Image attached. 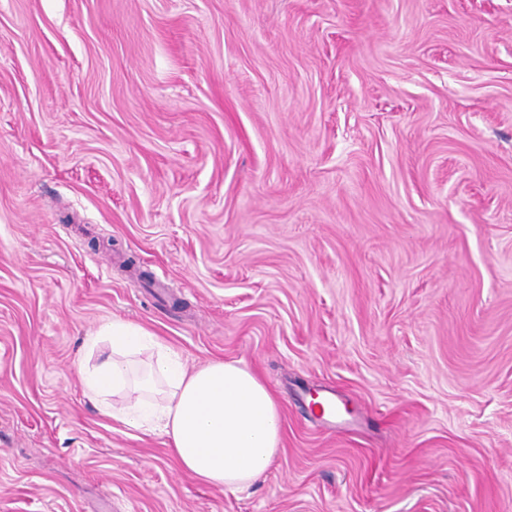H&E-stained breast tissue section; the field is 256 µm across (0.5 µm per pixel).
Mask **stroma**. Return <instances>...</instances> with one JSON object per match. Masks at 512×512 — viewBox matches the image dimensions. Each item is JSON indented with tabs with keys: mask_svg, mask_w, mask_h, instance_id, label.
<instances>
[{
	"mask_svg": "<svg viewBox=\"0 0 512 512\" xmlns=\"http://www.w3.org/2000/svg\"><path fill=\"white\" fill-rule=\"evenodd\" d=\"M112 318L263 379L262 478L103 414ZM0 512H512V0H0Z\"/></svg>",
	"mask_w": 512,
	"mask_h": 512,
	"instance_id": "35a3bbf8",
	"label": "stroma"
}]
</instances>
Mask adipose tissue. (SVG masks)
<instances>
[{
    "mask_svg": "<svg viewBox=\"0 0 512 512\" xmlns=\"http://www.w3.org/2000/svg\"><path fill=\"white\" fill-rule=\"evenodd\" d=\"M150 356L131 378V359ZM80 372L106 415L133 429L157 430L180 468L197 481L247 487L268 470L281 446L279 404L263 380L238 361L213 360L190 370L180 354L142 325L114 318L86 343ZM124 395V405L112 399Z\"/></svg>",
    "mask_w": 512,
    "mask_h": 512,
    "instance_id": "1",
    "label": "adipose tissue"
}]
</instances>
